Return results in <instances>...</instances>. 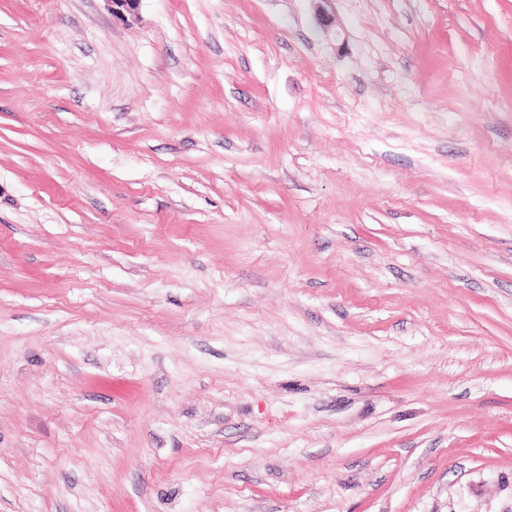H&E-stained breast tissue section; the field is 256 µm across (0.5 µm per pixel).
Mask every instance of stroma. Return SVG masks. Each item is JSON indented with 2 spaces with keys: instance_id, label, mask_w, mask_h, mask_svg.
Here are the masks:
<instances>
[{
  "instance_id": "obj_1",
  "label": "stroma",
  "mask_w": 512,
  "mask_h": 512,
  "mask_svg": "<svg viewBox=\"0 0 512 512\" xmlns=\"http://www.w3.org/2000/svg\"><path fill=\"white\" fill-rule=\"evenodd\" d=\"M0 512H512V0H0Z\"/></svg>"
}]
</instances>
